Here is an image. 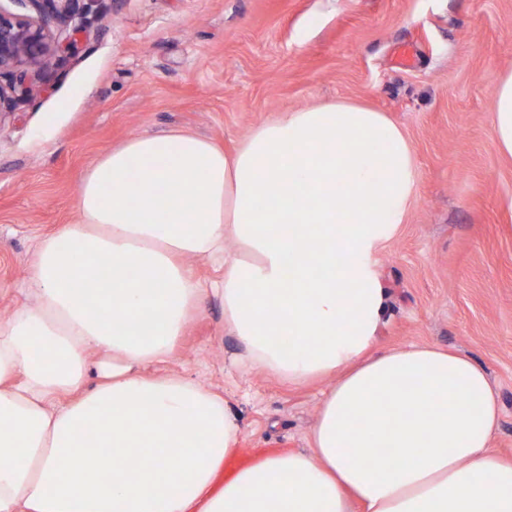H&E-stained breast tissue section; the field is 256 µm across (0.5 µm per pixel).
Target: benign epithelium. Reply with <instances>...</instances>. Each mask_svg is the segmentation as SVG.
I'll return each instance as SVG.
<instances>
[{
    "label": "benign epithelium",
    "mask_w": 512,
    "mask_h": 512,
    "mask_svg": "<svg viewBox=\"0 0 512 512\" xmlns=\"http://www.w3.org/2000/svg\"><path fill=\"white\" fill-rule=\"evenodd\" d=\"M38 13L34 18L0 9V116L7 114L34 91V81L59 53L75 47L63 43L53 28L73 27L83 31V24L72 25L83 14L80 0H16Z\"/></svg>",
    "instance_id": "1"
}]
</instances>
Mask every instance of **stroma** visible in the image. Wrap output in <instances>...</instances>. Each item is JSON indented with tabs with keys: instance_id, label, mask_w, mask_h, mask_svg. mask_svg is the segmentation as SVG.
I'll list each match as a JSON object with an SVG mask.
<instances>
[{
	"instance_id": "stroma-1",
	"label": "stroma",
	"mask_w": 512,
	"mask_h": 512,
	"mask_svg": "<svg viewBox=\"0 0 512 512\" xmlns=\"http://www.w3.org/2000/svg\"><path fill=\"white\" fill-rule=\"evenodd\" d=\"M87 34L0 119V318L40 237L77 221L84 173L112 147L185 131L230 150L279 113L365 104L409 138L416 200L377 255L382 350L474 358L512 459V159L493 99L512 69V0H95ZM208 297L166 367L224 396L254 458L308 447L328 384L246 364Z\"/></svg>"
}]
</instances>
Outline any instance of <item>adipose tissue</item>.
Wrapping results in <instances>:
<instances>
[{
	"instance_id": "adipose-tissue-1",
	"label": "adipose tissue",
	"mask_w": 512,
	"mask_h": 512,
	"mask_svg": "<svg viewBox=\"0 0 512 512\" xmlns=\"http://www.w3.org/2000/svg\"><path fill=\"white\" fill-rule=\"evenodd\" d=\"M493 111L512 157V71ZM416 184L405 133L348 102L281 113L230 153L184 132L112 149L81 180L77 222L41 239L27 303L0 319V512H512L484 368L433 345L375 349L374 258ZM189 257L222 259L223 281L205 288ZM210 292L252 365L332 381L309 448L221 486L230 406L151 369Z\"/></svg>"
}]
</instances>
